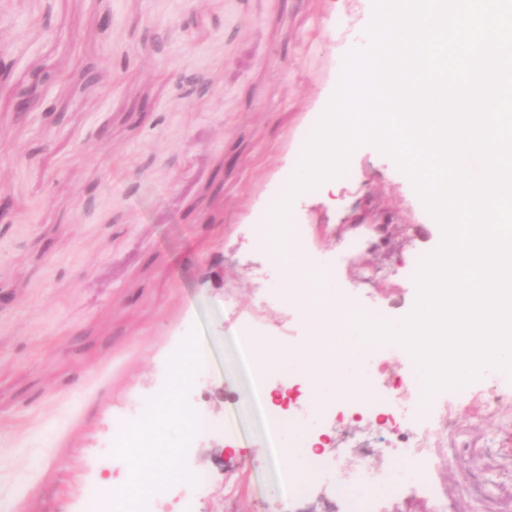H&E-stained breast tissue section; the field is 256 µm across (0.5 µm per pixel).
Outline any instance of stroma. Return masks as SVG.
<instances>
[{
	"instance_id": "obj_1",
	"label": "stroma",
	"mask_w": 512,
	"mask_h": 512,
	"mask_svg": "<svg viewBox=\"0 0 512 512\" xmlns=\"http://www.w3.org/2000/svg\"><path fill=\"white\" fill-rule=\"evenodd\" d=\"M374 0H10L0 10V512H83L129 462L114 423L152 419L171 362L203 356L178 400L208 419L157 423L187 473L151 512H337L334 496L278 490L283 469L235 345L243 324L308 341L294 306L263 304L268 267L256 225L365 42ZM110 16L101 26L102 16ZM51 75L17 116L13 91ZM202 75L214 92L185 96ZM59 121L45 119V110ZM367 212L388 241L343 257L340 292L388 296L393 317L417 291L414 258L439 241L410 177L363 144L333 184L297 194L308 263L335 255ZM219 278H201L214 252ZM498 420L463 412L430 456L448 512H512V457L488 441ZM209 477L204 496L191 478Z\"/></svg>"
}]
</instances>
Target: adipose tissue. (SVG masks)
I'll list each match as a JSON object with an SVG mask.
<instances>
[{
	"instance_id": "adipose-tissue-1",
	"label": "adipose tissue",
	"mask_w": 512,
	"mask_h": 512,
	"mask_svg": "<svg viewBox=\"0 0 512 512\" xmlns=\"http://www.w3.org/2000/svg\"><path fill=\"white\" fill-rule=\"evenodd\" d=\"M198 364L197 349L190 345L186 346L179 365L172 373L170 386L159 402V416L176 414L186 419L190 418V411L177 405L175 397L192 377ZM128 455L131 475L123 488L124 497L149 496L157 487L185 477L184 472L174 465L159 464L158 446L150 424L140 425L136 432V445L129 449Z\"/></svg>"
}]
</instances>
